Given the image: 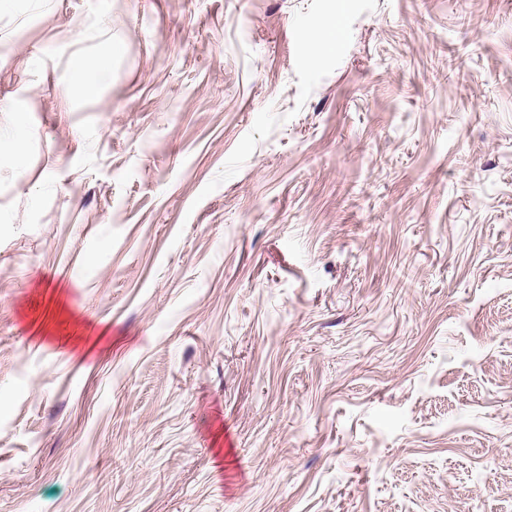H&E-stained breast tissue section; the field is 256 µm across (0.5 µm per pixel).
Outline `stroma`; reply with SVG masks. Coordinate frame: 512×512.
<instances>
[{"label":"stroma","instance_id":"stroma-1","mask_svg":"<svg viewBox=\"0 0 512 512\" xmlns=\"http://www.w3.org/2000/svg\"><path fill=\"white\" fill-rule=\"evenodd\" d=\"M11 94L0 512H512V0H13ZM111 58L112 45H110L109 53L106 57H73L71 60L72 84L84 91L95 89L104 80ZM23 140L18 132L13 134L0 132V165L16 166L21 161Z\"/></svg>","mask_w":512,"mask_h":512}]
</instances>
